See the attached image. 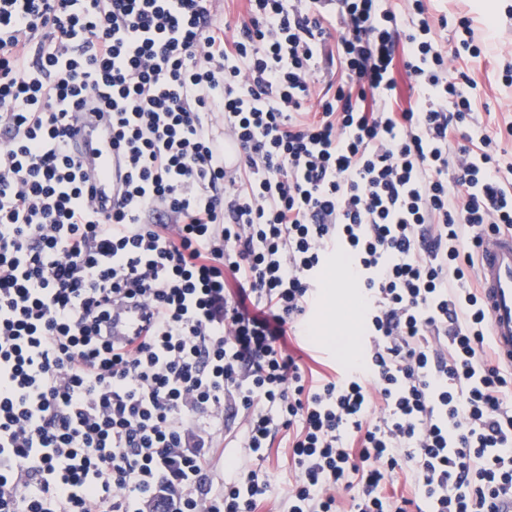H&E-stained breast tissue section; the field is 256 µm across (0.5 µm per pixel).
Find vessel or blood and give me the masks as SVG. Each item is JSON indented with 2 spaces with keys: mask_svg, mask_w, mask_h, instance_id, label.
<instances>
[{
  "mask_svg": "<svg viewBox=\"0 0 512 512\" xmlns=\"http://www.w3.org/2000/svg\"><path fill=\"white\" fill-rule=\"evenodd\" d=\"M77 156L94 170L95 189L103 211H111L116 187V152L106 123L82 127ZM477 276L489 318V336L503 363L512 366V234L484 237L478 252Z\"/></svg>",
  "mask_w": 512,
  "mask_h": 512,
  "instance_id": "vessel-or-blood-1",
  "label": "vessel or blood"
}]
</instances>
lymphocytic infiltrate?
<instances>
[{"label": "lymphocytic infiltrate", "instance_id": "obj_1", "mask_svg": "<svg viewBox=\"0 0 512 512\" xmlns=\"http://www.w3.org/2000/svg\"><path fill=\"white\" fill-rule=\"evenodd\" d=\"M248 2L220 27L212 0H0V512H258L280 436L286 512H499L512 369L476 268L512 166L466 130L472 20L450 54L425 0ZM85 111L125 160L105 218ZM337 253L365 341L331 379L285 346ZM130 300L153 324L117 345ZM228 437L248 462L220 480Z\"/></svg>", "mask_w": 512, "mask_h": 512}]
</instances>
